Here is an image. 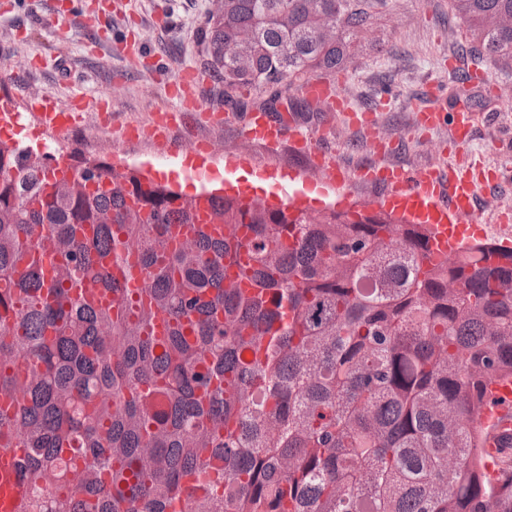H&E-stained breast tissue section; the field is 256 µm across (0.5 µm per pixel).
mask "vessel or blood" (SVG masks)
<instances>
[{
	"label": "vessel or blood",
	"instance_id": "vessel-or-blood-1",
	"mask_svg": "<svg viewBox=\"0 0 512 512\" xmlns=\"http://www.w3.org/2000/svg\"><path fill=\"white\" fill-rule=\"evenodd\" d=\"M467 75L469 86L489 83L487 70L461 60L448 65L449 77ZM303 96L308 103H335L350 123L373 127L377 113L372 109H358L340 95L337 85L312 81L304 85ZM29 107L37 112L43 126L54 132L67 134L75 125L81 99H71L69 104H59L49 93L31 98ZM452 114V145L456 149V161L442 167L426 166L408 168L387 162L388 148L385 141L375 137L370 141L375 154L374 161L353 169L351 174L342 173L332 151L290 113L287 104H279L277 111L255 109L246 113L241 131L252 142L273 150L282 142H290L298 154L307 157L313 166L324 172L328 179L343 187L352 181L376 183L384 186L382 197L358 204L361 212L382 210L393 215L401 224H420L428 230V253L435 262L449 263L456 260L461 251L472 244L470 227L478 223L477 201L480 193L500 179L498 172L485 166L482 160L470 153L477 115L468 99L461 98L453 110L444 104L418 109V126L433 130L442 122L445 114ZM180 107H167L153 115L152 131L156 140L167 141L168 132L180 117ZM282 206L289 212L301 214L307 210V195L303 187L274 186ZM487 404L479 418L481 446L485 454L492 456L495 465L492 474H499L502 458L512 455V379H495L487 384ZM12 469L8 457H0V512H12L11 499L14 487Z\"/></svg>",
	"mask_w": 512,
	"mask_h": 512
}]
</instances>
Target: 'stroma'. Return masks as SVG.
<instances>
[{
  "label": "stroma",
  "mask_w": 512,
  "mask_h": 512,
  "mask_svg": "<svg viewBox=\"0 0 512 512\" xmlns=\"http://www.w3.org/2000/svg\"><path fill=\"white\" fill-rule=\"evenodd\" d=\"M214 9V0H0V113L19 118L17 125L0 128V140L62 162L76 149L117 169L138 168L168 180L188 195L223 187L218 172L231 163L283 185L305 183L318 191L314 208L335 207L346 192L328 186L324 174L310 170L289 144L272 152L245 139L237 118L211 124L188 113L173 129L168 148L150 137L124 138V125L148 124L153 111L168 105V82L188 69L198 73V103L223 107L224 80L205 70L196 37ZM466 41L465 30L448 20V0H387L337 72L341 93L355 106L379 107L374 133L395 143L392 162L407 167L449 162V122L421 135L412 108L431 81L447 100L459 96V89L448 86L449 48ZM20 67L26 70L22 84L5 79V72ZM492 72L493 89L474 88L467 95L480 115L472 149L500 171L499 184L480 199L488 240L497 244L494 223L512 210V71L496 66ZM301 91L292 84L282 95L325 147L349 168L372 160L371 132L350 126L339 113L307 105ZM45 92L62 104L86 97L83 118L70 133L42 128L28 111V97ZM103 101L112 107L108 123L99 118Z\"/></svg>",
  "instance_id": "1"
}]
</instances>
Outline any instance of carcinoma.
<instances>
[{
	"label": "carcinoma",
	"mask_w": 512,
	"mask_h": 512,
	"mask_svg": "<svg viewBox=\"0 0 512 512\" xmlns=\"http://www.w3.org/2000/svg\"><path fill=\"white\" fill-rule=\"evenodd\" d=\"M204 65L276 104L335 71L386 0H216ZM512 65V0H448ZM0 140V454L14 512H512L482 468L512 378V251L454 263L390 216H292ZM241 268L240 281L224 270ZM487 404L479 418L480 441L485 455L492 456L490 471L500 474L503 456L510 464L512 453V379H494L487 384Z\"/></svg>",
	"instance_id": "cac0c4a2"
}]
</instances>
